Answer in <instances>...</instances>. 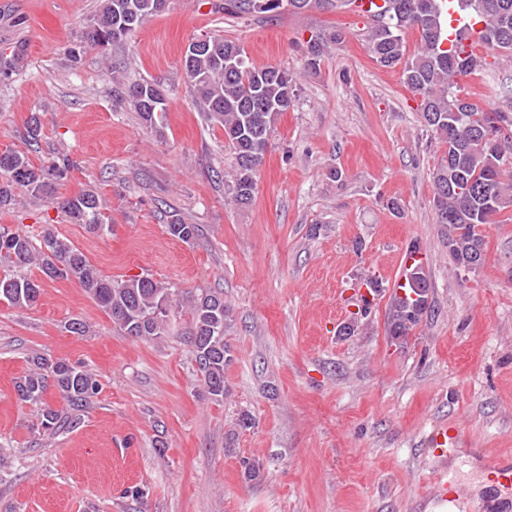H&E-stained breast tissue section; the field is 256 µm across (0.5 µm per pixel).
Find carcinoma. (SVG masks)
Segmentation results:
<instances>
[{
	"label": "carcinoma",
	"mask_w": 512,
	"mask_h": 512,
	"mask_svg": "<svg viewBox=\"0 0 512 512\" xmlns=\"http://www.w3.org/2000/svg\"><path fill=\"white\" fill-rule=\"evenodd\" d=\"M167 0H104L99 13L82 31V42L105 50L126 40L144 20L161 12ZM283 0H224V13L243 16L277 13ZM455 11L468 21L481 24L477 31L469 25L450 28V17L441 0H383L371 15L367 43L373 60L381 67H401L402 81L420 101L419 112L425 126L448 145L433 172V202L436 223L448 225V251L456 265L472 270L483 262V239L478 227L488 223L487 214H498L512 204V142L499 150L483 141L487 134V112L494 120L512 128V116L489 110L469 99L462 101L457 78L487 62L465 50L464 42H477L512 60V0H455ZM420 28L414 50H408L407 34ZM198 51L184 56V72L191 96L205 118L224 130V141L235 155L233 171L225 176L224 193L241 207L248 206L256 193V172L279 114L293 105L297 76L278 67H255L243 48L222 38L206 35ZM317 40L308 48L304 70L315 73L328 43ZM117 98H127L143 124L156 127V113L165 111V93L156 83L144 81L114 90ZM68 165L35 167L24 152L0 154V208L14 200V192L26 191L35 198L53 192L52 180L63 176ZM64 213L96 235L108 233L112 217L103 211L96 193H84L61 203ZM170 235L189 242L198 227L174 220L167 225ZM36 265L50 279H67L81 288L127 336L152 339L165 331L173 286L151 276L113 279L104 275L68 238L48 228L40 244L22 231L0 229V301L11 306L31 307L42 293V285L24 270ZM404 287L413 299L394 297L389 332L402 337L416 326L430 308V282L423 268L415 267ZM192 326L189 332L192 355L204 391L214 400L224 399V355L230 353L224 335L231 309L224 295L205 291L190 300ZM31 368L16 384L19 398L39 406V425L55 430L74 422L98 393L95 376L80 363L52 360L35 355ZM59 392L65 409H53L44 401L49 389Z\"/></svg>",
	"instance_id": "1"
}]
</instances>
